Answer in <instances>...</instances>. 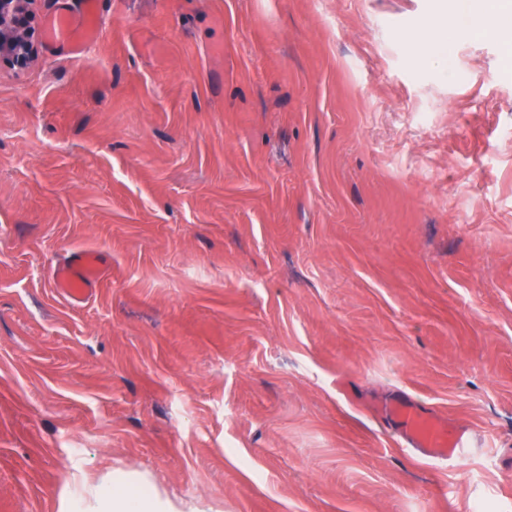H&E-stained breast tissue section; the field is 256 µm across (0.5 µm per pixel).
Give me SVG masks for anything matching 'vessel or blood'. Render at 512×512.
Segmentation results:
<instances>
[{
    "mask_svg": "<svg viewBox=\"0 0 512 512\" xmlns=\"http://www.w3.org/2000/svg\"><path fill=\"white\" fill-rule=\"evenodd\" d=\"M97 4L98 0H80L77 10L47 15L43 22L44 40L74 53L90 48L102 24ZM102 263V256L94 251L72 254L53 271L57 292L71 303L84 302L100 281ZM377 414L383 423L397 430L401 447L443 463L451 464L469 455L474 446L465 430L448 426L431 409L402 396L385 402Z\"/></svg>",
    "mask_w": 512,
    "mask_h": 512,
    "instance_id": "b4317fda",
    "label": "vessel or blood"
}]
</instances>
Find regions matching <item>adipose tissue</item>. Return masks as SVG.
<instances>
[{
  "label": "adipose tissue",
  "mask_w": 512,
  "mask_h": 512,
  "mask_svg": "<svg viewBox=\"0 0 512 512\" xmlns=\"http://www.w3.org/2000/svg\"><path fill=\"white\" fill-rule=\"evenodd\" d=\"M470 11L467 0H460L459 16L449 21L447 27L411 36L416 62L437 61L433 46L466 37L470 26L464 18ZM74 482L78 488V512H169L168 500L163 498L154 482L144 476H132L116 470L97 481L83 473L76 476Z\"/></svg>",
  "instance_id": "1"
}]
</instances>
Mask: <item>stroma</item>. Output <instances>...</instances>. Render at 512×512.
<instances>
[{
    "label": "stroma",
    "instance_id": "stroma-1",
    "mask_svg": "<svg viewBox=\"0 0 512 512\" xmlns=\"http://www.w3.org/2000/svg\"><path fill=\"white\" fill-rule=\"evenodd\" d=\"M445 0H98L0 62V512H512V63ZM100 252L75 307L52 270ZM470 430L448 468L380 400ZM97 4V0H80L76 11L47 15L43 22L44 40L65 46L73 53H82L90 48L102 24ZM458 4V17L453 18L449 21L446 28H438L427 35L423 33H417L410 37V43L415 53V61L420 64L436 62L440 59L439 55L432 52L434 45L447 46L448 49L450 44L458 38H464L468 35L469 30L472 26L479 23L468 24L470 17L471 6L467 1L471 0H457ZM463 15L466 17V21L462 22L459 16ZM80 512H171L154 482L116 470L94 481L86 473L74 477Z\"/></svg>",
    "mask_w": 512,
    "mask_h": 512
}]
</instances>
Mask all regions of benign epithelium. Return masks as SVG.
<instances>
[{"instance_id":"benign-epithelium-1","label":"benign epithelium","mask_w":512,"mask_h":512,"mask_svg":"<svg viewBox=\"0 0 512 512\" xmlns=\"http://www.w3.org/2000/svg\"><path fill=\"white\" fill-rule=\"evenodd\" d=\"M32 0H0V59L24 66L35 50Z\"/></svg>"}]
</instances>
